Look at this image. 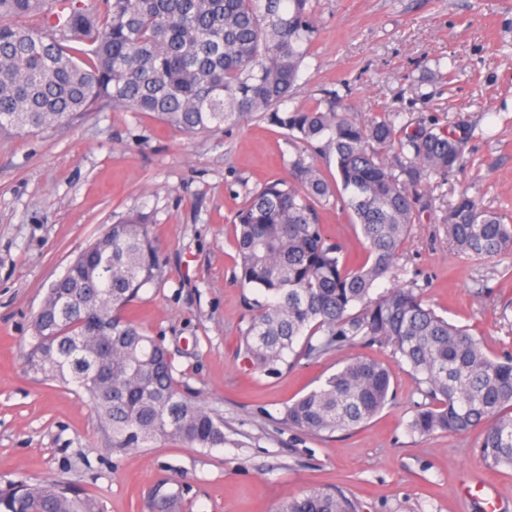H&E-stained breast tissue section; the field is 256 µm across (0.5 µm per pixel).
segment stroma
Masks as SVG:
<instances>
[{
  "mask_svg": "<svg viewBox=\"0 0 512 512\" xmlns=\"http://www.w3.org/2000/svg\"><path fill=\"white\" fill-rule=\"evenodd\" d=\"M313 12L318 32L287 109L332 98L340 112H385L399 127L432 123L465 138L460 166L430 178L436 207L464 190L512 217V0H313ZM294 154L264 120L187 135L108 105L45 133L0 137V488L68 482L102 512H151L160 484L180 492L177 512H277L312 488L344 494L357 512H485L470 493L483 481L498 512H512V469L477 459L479 430H409L424 398L389 349L345 343L275 374L245 359L254 292L237 280L232 220L249 192L287 177ZM136 213L161 266L139 292L137 322L167 349L180 389L223 420V446L109 451L85 399L26 370L50 286ZM398 266L376 292L417 283L437 314L512 354V254L467 261L425 212ZM355 356L391 365L383 410L351 431L288 425L287 406Z\"/></svg>",
  "mask_w": 512,
  "mask_h": 512,
  "instance_id": "obj_1",
  "label": "stroma"
}]
</instances>
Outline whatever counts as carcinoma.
<instances>
[{"mask_svg":"<svg viewBox=\"0 0 512 512\" xmlns=\"http://www.w3.org/2000/svg\"><path fill=\"white\" fill-rule=\"evenodd\" d=\"M311 2L0 0V135L45 132L102 102L192 135L257 115L285 130L296 150L289 177L250 192L233 221L242 287L258 295L242 333L253 365L274 373L290 355L343 342L388 348L428 399L411 431L479 428V460L512 468V356L494 355L437 314L414 282L371 296L396 276L416 218L434 210L428 177L457 167L462 143L430 125L408 132L384 113L359 120L330 104L280 110L317 33ZM36 15L40 25L25 23ZM338 204L360 227L358 265L321 224V212ZM439 223L469 260L512 252V224L464 193ZM159 276L147 224L131 216L77 255L35 319L28 372L75 385L113 452L157 439L224 445V423L181 395L165 347L122 316ZM391 377L379 361L351 360L289 405L285 419L312 434L356 429L388 403ZM179 499L156 489L154 512H175ZM0 512L100 510L73 485L18 481L0 490ZM279 512L355 510L340 493L312 489Z\"/></svg>","mask_w":512,"mask_h":512,"instance_id":"obj_1","label":"carcinoma"}]
</instances>
